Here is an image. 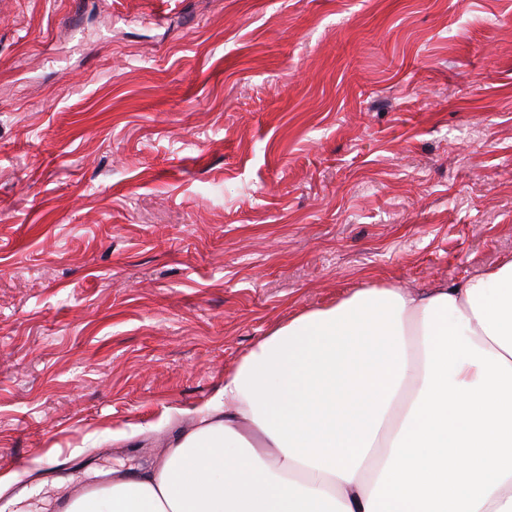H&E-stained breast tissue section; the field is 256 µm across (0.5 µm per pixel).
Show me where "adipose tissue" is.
Returning a JSON list of instances; mask_svg holds the SVG:
<instances>
[{"label":"adipose tissue","instance_id":"ef3b65f1","mask_svg":"<svg viewBox=\"0 0 512 512\" xmlns=\"http://www.w3.org/2000/svg\"><path fill=\"white\" fill-rule=\"evenodd\" d=\"M66 512H512V258L277 327L155 467Z\"/></svg>","mask_w":512,"mask_h":512}]
</instances>
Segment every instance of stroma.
<instances>
[{
    "mask_svg": "<svg viewBox=\"0 0 512 512\" xmlns=\"http://www.w3.org/2000/svg\"><path fill=\"white\" fill-rule=\"evenodd\" d=\"M506 256L512 0H0L6 512L155 466L294 317Z\"/></svg>",
    "mask_w": 512,
    "mask_h": 512,
    "instance_id": "35a3bbf8",
    "label": "stroma"
}]
</instances>
